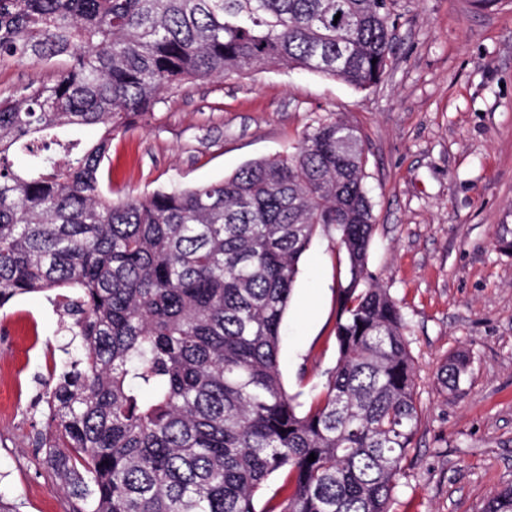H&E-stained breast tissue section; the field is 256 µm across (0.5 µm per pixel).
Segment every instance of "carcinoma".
Masks as SVG:
<instances>
[{"label": "carcinoma", "mask_w": 512, "mask_h": 512, "mask_svg": "<svg viewBox=\"0 0 512 512\" xmlns=\"http://www.w3.org/2000/svg\"><path fill=\"white\" fill-rule=\"evenodd\" d=\"M392 29L387 0H0V62L56 73L0 98V309L67 290L75 348L36 446L73 512H390L422 407L404 318L368 269L359 128L320 122L286 157L142 199L112 200L100 166L189 80L271 66L369 88ZM87 125L89 145L63 134ZM320 233L346 278L336 365L304 410L280 328ZM467 367L449 356L437 384L457 390ZM277 472L292 492L257 509ZM482 512H512V485Z\"/></svg>", "instance_id": "cac0c4a2"}]
</instances>
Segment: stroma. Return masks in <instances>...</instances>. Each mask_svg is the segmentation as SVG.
Wrapping results in <instances>:
<instances>
[{"label": "stroma", "instance_id": "35a3bbf8", "mask_svg": "<svg viewBox=\"0 0 512 512\" xmlns=\"http://www.w3.org/2000/svg\"><path fill=\"white\" fill-rule=\"evenodd\" d=\"M392 64L376 85L260 68L196 80L148 121L115 133L101 163L113 199L223 179L249 161L294 152L323 120L357 125L375 232L369 268L399 307L423 412L391 512H482L512 483V0H393ZM346 257L316 236L299 263L282 323L281 371L309 401L338 352L333 333ZM51 294L0 309V489L20 512H70L35 439L38 400L67 358ZM470 364L458 391L435 374L449 354Z\"/></svg>", "mask_w": 512, "mask_h": 512}]
</instances>
